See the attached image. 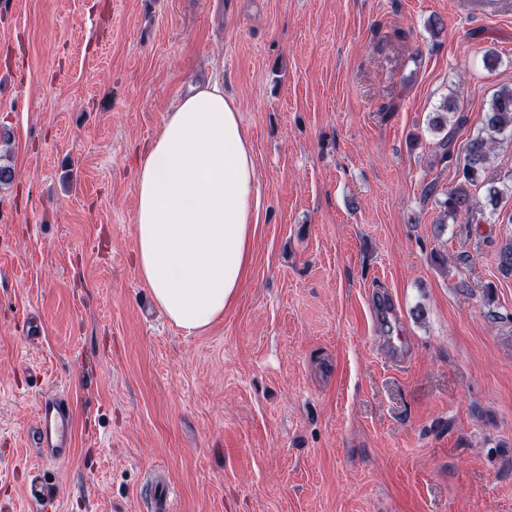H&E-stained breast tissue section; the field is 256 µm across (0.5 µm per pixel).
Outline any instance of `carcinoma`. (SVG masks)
<instances>
[{"label":"carcinoma","instance_id":"obj_1","mask_svg":"<svg viewBox=\"0 0 512 512\" xmlns=\"http://www.w3.org/2000/svg\"><path fill=\"white\" fill-rule=\"evenodd\" d=\"M459 112L458 100L454 97L444 98L439 106L430 113L428 127L440 132ZM512 139V87H500L490 98L487 109L483 112L481 127L470 136L461 149L458 182L448 188L443 201L444 216L439 226L460 213L471 214L476 211H489L495 216L505 196H512V184L487 178L486 173L492 166L497 146L506 139ZM484 188V201L477 200L473 188Z\"/></svg>","mask_w":512,"mask_h":512}]
</instances>
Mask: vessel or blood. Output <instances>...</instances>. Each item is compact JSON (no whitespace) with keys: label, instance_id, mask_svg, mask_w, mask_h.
I'll list each match as a JSON object with an SVG mask.
<instances>
[{"label":"vessel or blood","instance_id":"1","mask_svg":"<svg viewBox=\"0 0 512 512\" xmlns=\"http://www.w3.org/2000/svg\"><path fill=\"white\" fill-rule=\"evenodd\" d=\"M72 405L68 395L59 390L47 392L41 399L27 442L36 457L58 462L69 457L72 448ZM148 504L150 512H172L170 484L163 476H155Z\"/></svg>","mask_w":512,"mask_h":512}]
</instances>
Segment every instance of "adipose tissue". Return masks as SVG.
<instances>
[{
  "label": "adipose tissue",
  "mask_w": 512,
  "mask_h": 512,
  "mask_svg": "<svg viewBox=\"0 0 512 512\" xmlns=\"http://www.w3.org/2000/svg\"><path fill=\"white\" fill-rule=\"evenodd\" d=\"M135 264L169 320L206 329L237 300L260 196L237 100L213 79L167 113L137 158Z\"/></svg>",
  "instance_id": "obj_1"
}]
</instances>
